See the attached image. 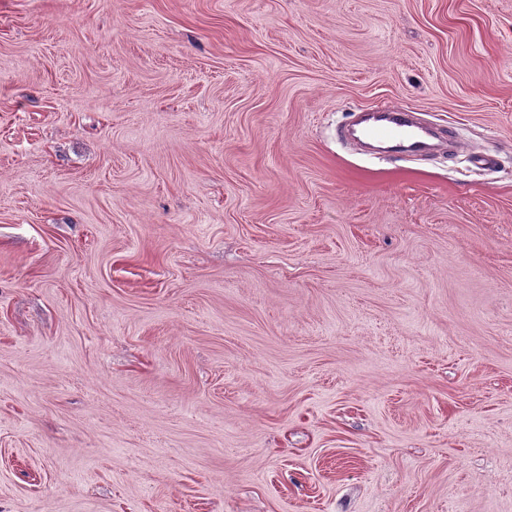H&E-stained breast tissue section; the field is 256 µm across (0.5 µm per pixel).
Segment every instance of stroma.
<instances>
[{
    "mask_svg": "<svg viewBox=\"0 0 512 512\" xmlns=\"http://www.w3.org/2000/svg\"><path fill=\"white\" fill-rule=\"evenodd\" d=\"M0 512H512V0H0ZM371 123L360 129L367 139H384L395 142L406 152H420L428 146V130L409 119L407 113L375 110Z\"/></svg>",
    "mask_w": 512,
    "mask_h": 512,
    "instance_id": "1",
    "label": "stroma"
}]
</instances>
